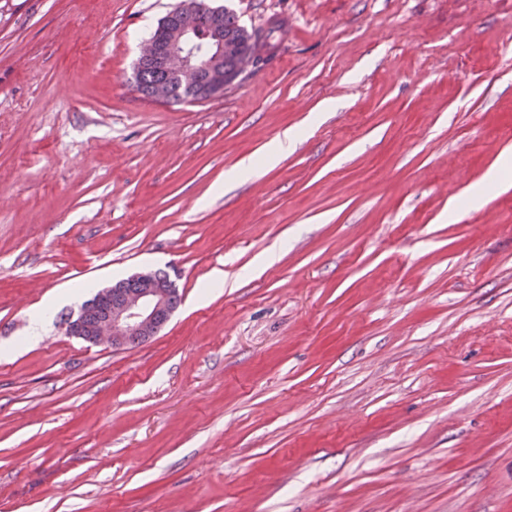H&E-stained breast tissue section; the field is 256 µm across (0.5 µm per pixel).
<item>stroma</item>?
Returning a JSON list of instances; mask_svg holds the SVG:
<instances>
[{"label":"stroma","mask_w":512,"mask_h":512,"mask_svg":"<svg viewBox=\"0 0 512 512\" xmlns=\"http://www.w3.org/2000/svg\"><path fill=\"white\" fill-rule=\"evenodd\" d=\"M179 3L0 0V512H512V187L448 217L512 149V0H210L271 61L144 98ZM146 270L156 336L68 335ZM300 136L295 129H285L271 144L266 146L258 156H250L239 162L231 173L225 176V182L235 181L245 172L271 168L277 165L288 153L291 145ZM68 297L69 295L66 293L51 297L32 312L28 328V341L37 340L40 337L43 327L50 320L57 306L65 302Z\"/></svg>","instance_id":"1"}]
</instances>
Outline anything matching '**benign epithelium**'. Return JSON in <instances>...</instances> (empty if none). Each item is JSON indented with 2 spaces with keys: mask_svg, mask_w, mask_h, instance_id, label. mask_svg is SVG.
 Returning a JSON list of instances; mask_svg holds the SVG:
<instances>
[{
  "mask_svg": "<svg viewBox=\"0 0 512 512\" xmlns=\"http://www.w3.org/2000/svg\"><path fill=\"white\" fill-rule=\"evenodd\" d=\"M206 7L202 0L180 6L176 19L169 29L166 44L158 46L147 40L140 50V57L151 58L167 73L177 77L186 88L197 86L201 77H206L213 94L224 92L227 85L224 76V55L234 53V47L224 41L223 30L215 26L203 35L197 29L194 16ZM139 287L112 302V307L91 325L70 323L77 334L94 337L97 343H108L124 347L155 336L163 318L170 314V303L174 283L156 279L152 272L137 275Z\"/></svg>",
  "mask_w": 512,
  "mask_h": 512,
  "instance_id": "obj_1",
  "label": "benign epithelium"
}]
</instances>
